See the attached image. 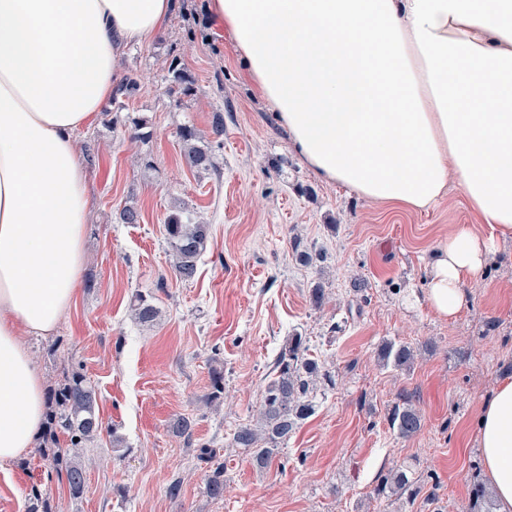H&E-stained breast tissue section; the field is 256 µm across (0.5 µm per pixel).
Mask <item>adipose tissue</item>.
I'll return each mask as SVG.
<instances>
[{
	"label": "adipose tissue",
	"instance_id": "1",
	"mask_svg": "<svg viewBox=\"0 0 512 512\" xmlns=\"http://www.w3.org/2000/svg\"><path fill=\"white\" fill-rule=\"evenodd\" d=\"M174 0H0V463L44 429L23 338L52 335L84 270L90 196L73 134L93 123L126 47ZM212 21L307 165L379 204L433 208L456 183L476 221L433 254L424 299L456 316L512 238V0H209ZM476 444L512 512V377Z\"/></svg>",
	"mask_w": 512,
	"mask_h": 512
}]
</instances>
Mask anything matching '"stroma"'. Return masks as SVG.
I'll return each mask as SVG.
<instances>
[{
    "label": "stroma",
    "instance_id": "1",
    "mask_svg": "<svg viewBox=\"0 0 512 512\" xmlns=\"http://www.w3.org/2000/svg\"><path fill=\"white\" fill-rule=\"evenodd\" d=\"M208 0H179L165 27L122 58L120 80L97 121L74 135L91 194L84 281L75 305L49 336L24 343L53 389L67 366L98 393L100 437L80 450L82 498L48 475L41 449L0 464V512H26L31 486L50 512H430L424 500L376 497L379 475L413 467L441 512H463L482 476L475 448L480 406L512 376V239L466 289L457 317L423 301L437 244L473 217L449 189L432 209H394L314 172L277 112L248 79L231 37L211 23ZM189 94H168L171 68ZM224 134L212 133L215 113ZM211 144L213 166L192 167L179 131ZM151 136L131 141L136 126ZM139 223L125 224L123 208ZM188 208L209 226L193 281L171 268L164 220ZM312 257L302 264L297 249ZM322 285L314 307L310 290ZM153 294L158 316L132 317L136 294ZM334 376L317 382L314 413L272 464L255 470L230 438L252 420L273 360L291 334ZM410 345L411 368L381 366L383 341ZM224 396L209 401L213 369ZM409 397L422 428L404 438L386 420ZM195 418L192 443L170 424ZM120 435L125 455L112 450ZM218 449L226 491L203 492L196 448ZM183 480L172 499L166 487Z\"/></svg>",
    "mask_w": 512,
    "mask_h": 512
}]
</instances>
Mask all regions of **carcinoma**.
Returning a JSON list of instances; mask_svg holds the SVG:
<instances>
[{
    "instance_id": "obj_1",
    "label": "carcinoma",
    "mask_w": 512,
    "mask_h": 512,
    "mask_svg": "<svg viewBox=\"0 0 512 512\" xmlns=\"http://www.w3.org/2000/svg\"><path fill=\"white\" fill-rule=\"evenodd\" d=\"M180 136L188 146V160L193 167L203 170L212 167L211 151L192 144L195 132L191 127L182 128ZM164 228L176 277L184 282L194 280L199 258L206 247L209 225L197 222L193 213L183 208L166 217ZM154 300L151 295H136L132 309L135 319L141 323L153 321L157 315ZM378 358L387 368L405 370L414 361V351L404 342L385 341L381 344ZM273 372L274 378L265 385L256 421L238 426L231 438V445L246 451L250 464L257 470L266 469L281 447L288 443L300 422L312 415L314 405L309 399L310 386L321 379L333 382L332 375L322 363L309 357L306 337L297 334L289 337L277 353ZM49 403V431L55 434L60 430L67 434L69 447L50 449L45 461L57 477L65 479L69 494L79 498L85 491L86 478L77 450L93 440L101 430L96 413V390L81 370L73 369L67 372L63 383L51 391ZM387 422L402 437L415 435L422 426L419 412L406 397L390 409ZM171 428L175 435L192 440L194 423L189 418L176 417ZM216 456L214 448L207 445L198 448L197 458L206 465V495L220 500L224 498V464L216 461ZM409 473L407 468H398L380 476L376 494L389 497L398 493L412 502L416 501L421 487ZM491 508L492 502L484 486L479 482L473 483L466 512H491Z\"/></svg>"
}]
</instances>
